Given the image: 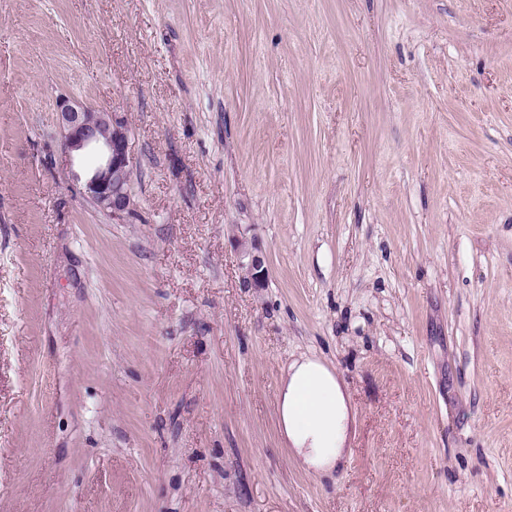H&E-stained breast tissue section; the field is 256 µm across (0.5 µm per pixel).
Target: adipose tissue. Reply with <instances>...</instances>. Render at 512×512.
I'll list each match as a JSON object with an SVG mask.
<instances>
[{
  "label": "adipose tissue",
  "mask_w": 512,
  "mask_h": 512,
  "mask_svg": "<svg viewBox=\"0 0 512 512\" xmlns=\"http://www.w3.org/2000/svg\"><path fill=\"white\" fill-rule=\"evenodd\" d=\"M278 422L298 467L321 477L342 468L354 414L335 367L313 354L292 358L279 385Z\"/></svg>",
  "instance_id": "adipose-tissue-1"
}]
</instances>
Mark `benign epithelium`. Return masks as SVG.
I'll return each instance as SVG.
<instances>
[{"label":"benign epithelium","mask_w":512,"mask_h":512,"mask_svg":"<svg viewBox=\"0 0 512 512\" xmlns=\"http://www.w3.org/2000/svg\"><path fill=\"white\" fill-rule=\"evenodd\" d=\"M56 117L64 151L79 153L95 149L101 154L100 163L83 182L82 193L98 209L114 218L130 216L135 211L130 192L135 162L130 154L124 119L114 112H98L86 103L70 98L58 102ZM238 245L248 258L244 265L245 282L252 288L264 287V259L248 246L247 241L240 239Z\"/></svg>","instance_id":"1"}]
</instances>
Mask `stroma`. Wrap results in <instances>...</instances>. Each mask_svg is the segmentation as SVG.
<instances>
[{"mask_svg":"<svg viewBox=\"0 0 512 512\" xmlns=\"http://www.w3.org/2000/svg\"><path fill=\"white\" fill-rule=\"evenodd\" d=\"M64 96L126 121L123 221ZM0 512H512V0H0ZM238 245L242 250L244 256L248 258V262L244 265L245 269V282L251 288H262L266 282V269L264 267V259L257 252L255 247L248 246L247 241L238 240ZM278 422L298 467L317 477L342 468L354 414L335 367L314 354L288 361L279 385Z\"/></svg>","mask_w":512,"mask_h":512,"instance_id":"1","label":"stroma"}]
</instances>
